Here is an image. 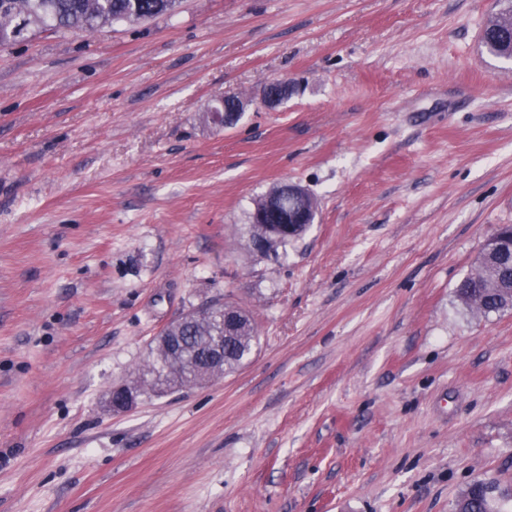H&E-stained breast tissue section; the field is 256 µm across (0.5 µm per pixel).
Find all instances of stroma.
I'll list each match as a JSON object with an SVG mask.
<instances>
[{
  "label": "stroma",
  "instance_id": "stroma-1",
  "mask_svg": "<svg viewBox=\"0 0 512 512\" xmlns=\"http://www.w3.org/2000/svg\"><path fill=\"white\" fill-rule=\"evenodd\" d=\"M500 0H181L0 46V512H450L512 489V309L457 299L512 224ZM276 80L288 98L265 106ZM248 104L213 123V99ZM318 204L249 248L283 183ZM215 300L235 372L112 413ZM481 45L492 56L512 59L510 53L501 50L500 46L511 43L512 40V17L498 14L490 20L481 31ZM280 191H286L288 194L301 197H310L306 189L297 184H283L279 186L277 191H273L265 196L263 200V207L259 212L254 215V224L252 225V244L259 232L256 224L261 229V238L259 240L260 246L263 249H269L283 236H292L298 234L307 224H313L315 218V205L310 202L308 208L302 211L294 218H284L279 223L270 224L266 218L272 215H277V207L280 200ZM144 390L139 380L126 381L115 385L109 393L108 403L113 412L120 413L132 409ZM499 492V485L490 479H478L464 489L453 502L454 512H511L502 510L505 503L498 501H512V494Z\"/></svg>",
  "mask_w": 512,
  "mask_h": 512
}]
</instances>
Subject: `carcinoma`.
<instances>
[{
    "label": "carcinoma",
    "mask_w": 512,
    "mask_h": 512,
    "mask_svg": "<svg viewBox=\"0 0 512 512\" xmlns=\"http://www.w3.org/2000/svg\"><path fill=\"white\" fill-rule=\"evenodd\" d=\"M160 0H0V45L15 41L14 23L23 15L28 26L50 27L57 31L95 32L114 22L141 21L172 13L178 3L168 8H158ZM512 41V17L497 15L481 31V45L499 58L511 59L512 55L501 50V45ZM500 278L512 280V265L504 268L489 266L483 258L457 285L456 296L466 307L477 301L483 303L485 315L507 309V296L492 289V283ZM189 360L202 358L206 349L224 342V373L237 370L251 354L256 341L254 322L242 329L233 339L224 337V323L220 310H215L208 321L199 325L186 323L179 331ZM165 362L158 358L151 361L150 373L161 383H192L190 374L167 377ZM512 501V494L499 492V485L490 479H478L464 489L453 502V512H504L503 502Z\"/></svg>",
    "instance_id": "1"
}]
</instances>
